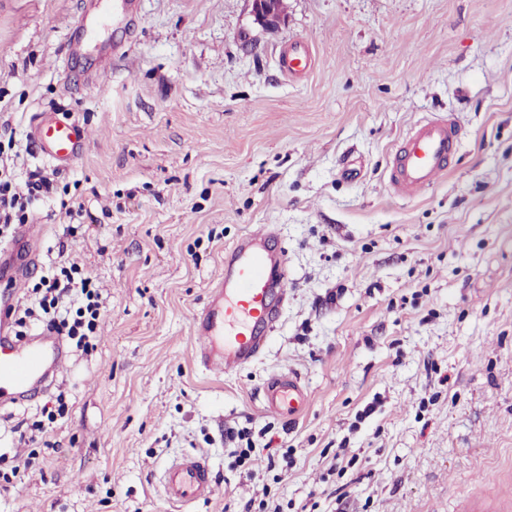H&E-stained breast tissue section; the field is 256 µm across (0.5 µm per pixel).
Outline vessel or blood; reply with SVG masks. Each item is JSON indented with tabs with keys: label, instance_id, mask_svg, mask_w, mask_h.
I'll list each match as a JSON object with an SVG mask.
<instances>
[{
	"label": "vessel or blood",
	"instance_id": "1",
	"mask_svg": "<svg viewBox=\"0 0 512 512\" xmlns=\"http://www.w3.org/2000/svg\"><path fill=\"white\" fill-rule=\"evenodd\" d=\"M137 0H112V11L102 14L100 26L110 23L132 28L137 22ZM312 65L309 50L292 46L279 58L289 76ZM35 135L43 153L68 164L80 158L88 145V131L67 117H53L37 125ZM461 141L455 118L430 119L418 124L394 152L389 180L395 192L414 197L432 187L455 159ZM275 234L249 233L224 252V274L208 290L204 305L194 312L192 329L197 338L196 361L203 369L227 372L257 360L274 329L279 303L288 294L286 255L274 248ZM37 258V237L32 225H20L14 246L0 253V282L16 285L18 256ZM16 292L0 295V408L32 401L47 393L52 380L67 362L62 342L48 332L25 338L13 334ZM308 403L307 387L296 373L271 374L264 386L266 412L288 419L298 418ZM162 493L179 512H192L209 499L214 480L204 455L188 454L164 465Z\"/></svg>",
	"mask_w": 512,
	"mask_h": 512
}]
</instances>
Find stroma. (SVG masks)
Masks as SVG:
<instances>
[{"mask_svg":"<svg viewBox=\"0 0 512 512\" xmlns=\"http://www.w3.org/2000/svg\"><path fill=\"white\" fill-rule=\"evenodd\" d=\"M90 0H0V108L20 139L37 114L87 126L83 157L33 213L40 252L85 204L71 258L107 292L91 360L41 470L0 512H175L168 460L209 458L194 512H512V0H287L259 26L251 0H138L63 60ZM308 45V74L278 68ZM455 115L452 169L405 198L391 156L416 123ZM276 231L288 299L261 357L231 373L195 362L193 313L242 235ZM308 389L295 421L262 386ZM272 440L286 468L247 478L223 426ZM78 490H71L72 477ZM137 0H113L112 1V26L115 23L123 25L124 29H130L136 25ZM308 403L307 387L292 371L271 374L264 386V410L270 414L294 420Z\"/></svg>","mask_w":512,"mask_h":512,"instance_id":"35a3bbf8","label":"stroma"}]
</instances>
